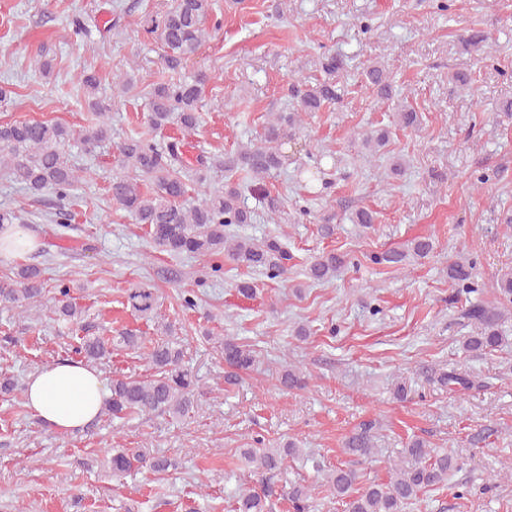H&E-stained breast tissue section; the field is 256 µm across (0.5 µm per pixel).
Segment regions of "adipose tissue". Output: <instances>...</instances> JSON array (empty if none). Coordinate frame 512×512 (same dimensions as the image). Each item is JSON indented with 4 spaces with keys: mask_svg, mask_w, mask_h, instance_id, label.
Masks as SVG:
<instances>
[{
    "mask_svg": "<svg viewBox=\"0 0 512 512\" xmlns=\"http://www.w3.org/2000/svg\"><path fill=\"white\" fill-rule=\"evenodd\" d=\"M110 391L100 372L80 362L58 361L29 376L26 404L45 426L74 436L94 422Z\"/></svg>",
    "mask_w": 512,
    "mask_h": 512,
    "instance_id": "adipose-tissue-1",
    "label": "adipose tissue"
}]
</instances>
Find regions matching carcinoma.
<instances>
[{
    "mask_svg": "<svg viewBox=\"0 0 512 512\" xmlns=\"http://www.w3.org/2000/svg\"><path fill=\"white\" fill-rule=\"evenodd\" d=\"M212 12L211 0H175L161 16L157 27L165 46L161 59L162 70L176 71L183 61L193 55L208 35L207 19ZM465 45L493 49L481 30L470 29L462 35ZM344 60L334 54L324 58L323 69L330 78L314 85L294 80L289 95L296 102L291 112H278L267 122L259 141L240 145L224 157L198 160L205 172L197 171L198 180L207 179V173L224 174V185L214 191H204L193 200L186 198L185 179L188 171L182 162L181 144L170 141L158 146L147 134L129 138L117 144L123 172L112 177L110 193L113 204L128 213L137 224L147 226V233L155 249L170 255L201 254L218 260L211 267L213 274L224 270V258L238 267L259 271L270 281H279L288 273L292 259L281 237L257 240L242 236L236 228L251 222V210L245 202L244 189L265 190L266 182L281 163L280 148L288 131L301 122V115L317 112L336 103L339 94L331 79L343 68ZM365 83L381 99L392 97V83L385 70L375 64L363 70ZM78 83L88 91V106L96 119L78 129L60 122L22 120L0 124V169L22 184L32 195L45 191L55 193L61 201L71 197L76 183L89 174L77 165L67 148L79 143L91 151L112 139V127L103 117L109 109L106 101L97 96L98 81L93 75H81ZM202 97V79L158 82L147 92V120L151 130L165 128L173 119L192 130L198 123L197 112ZM398 125L415 129L421 124L419 113L406 105L397 113ZM386 130L359 137L361 156L367 158L388 142ZM435 240L430 235L417 236L406 243L371 256L376 264L393 267L406 265L412 259H424L433 252ZM347 261L334 252L314 257L304 269L310 282H326ZM476 263L460 251L448 261V281L457 294L478 292ZM498 300L495 303L478 302L466 309L465 315L479 329L475 336L464 341L468 351L490 352L505 343L502 306L512 304V269L496 281ZM46 288L41 269L33 264L18 263L14 276L0 280V303L23 307L40 318ZM126 309L139 320L152 323L157 337L142 336L131 330L105 338L92 333L77 337L71 351L86 364H94L112 355V351H140L152 374L146 378L117 377L112 380L111 396L102 406L100 415L123 419L128 415H156L181 418L195 404L198 380L183 362V339L177 336L175 326L165 321L160 313L157 288L147 280H133L123 289ZM49 312L73 325L83 321L82 307L74 302L70 288L60 287L52 297ZM224 363L232 369L225 382L236 381L237 372L250 369L255 362V350L232 337L220 340ZM437 381L444 386L458 385L464 390L473 382L454 371H442ZM281 384L287 390L306 385L305 375L292 366H286ZM374 421L359 424L345 438L342 452L357 460H368L375 452ZM300 448L290 441L281 448H247L246 461L258 471H274L289 457L298 455ZM405 455L414 461L412 466L394 464L386 483L358 485L356 470L335 467L327 474V483L336 497L345 502L346 512H402L404 505L418 497L427 487L448 481V473L461 470L454 457L443 453L431 462L424 442L415 439L405 448ZM149 466L154 471H165L175 463L165 457H148L138 450L114 448L107 459L112 477L126 475L134 463ZM272 491L264 487L242 489L235 496L232 512H271L268 497ZM294 512H309L308 497L301 487L283 493Z\"/></svg>",
    "mask_w": 512,
    "mask_h": 512,
    "instance_id": "obj_1",
    "label": "carcinoma"
}]
</instances>
